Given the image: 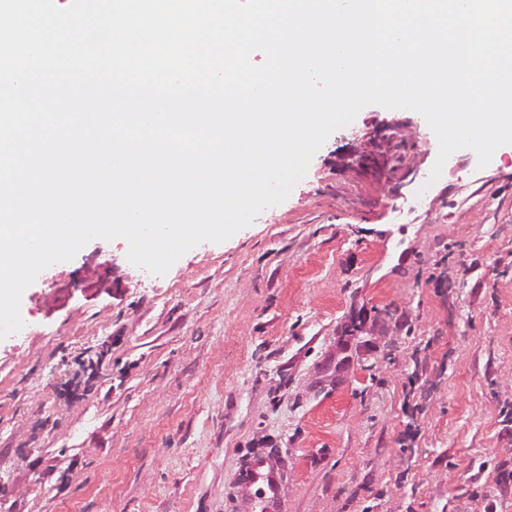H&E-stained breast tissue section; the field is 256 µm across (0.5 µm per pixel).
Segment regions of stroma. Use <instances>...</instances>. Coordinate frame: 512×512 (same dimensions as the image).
Segmentation results:
<instances>
[{
	"label": "stroma",
	"instance_id": "1",
	"mask_svg": "<svg viewBox=\"0 0 512 512\" xmlns=\"http://www.w3.org/2000/svg\"><path fill=\"white\" fill-rule=\"evenodd\" d=\"M364 107L282 203L166 274L95 239L0 340V512H485L512 470V144ZM243 481L250 485H259L262 490L259 512L281 511V483L275 469L267 467L265 462L255 461L244 471Z\"/></svg>",
	"mask_w": 512,
	"mask_h": 512
}]
</instances>
